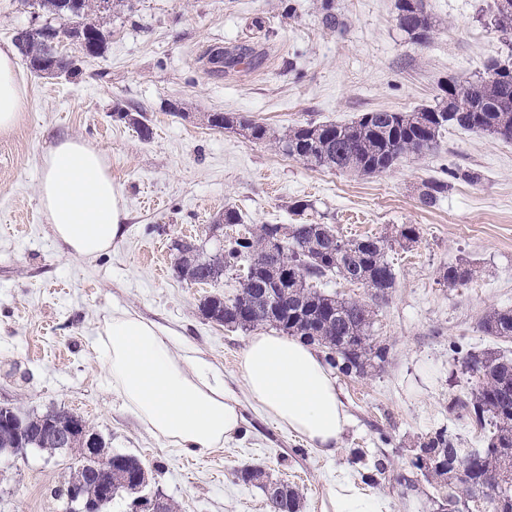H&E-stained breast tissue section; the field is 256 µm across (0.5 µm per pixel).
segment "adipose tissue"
<instances>
[{
  "label": "adipose tissue",
  "instance_id": "1",
  "mask_svg": "<svg viewBox=\"0 0 512 512\" xmlns=\"http://www.w3.org/2000/svg\"><path fill=\"white\" fill-rule=\"evenodd\" d=\"M25 81L12 48H0V131L27 107ZM38 197L55 242L82 259L111 249L123 233L125 207L103 154L66 136L43 159ZM112 388L159 438L203 456L240 431L239 402L223 378L189 353H176L155 322L116 310L99 334ZM239 369L249 399L321 454H334L348 424L336 378L306 341L269 332L251 336ZM332 512H385L350 479L328 494Z\"/></svg>",
  "mask_w": 512,
  "mask_h": 512
}]
</instances>
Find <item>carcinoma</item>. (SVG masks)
<instances>
[{
	"label": "carcinoma",
	"mask_w": 512,
	"mask_h": 512,
	"mask_svg": "<svg viewBox=\"0 0 512 512\" xmlns=\"http://www.w3.org/2000/svg\"><path fill=\"white\" fill-rule=\"evenodd\" d=\"M33 0L37 7L61 20L54 36L67 40L81 35L91 47L104 42L103 24L109 9H101L99 0ZM399 28L415 42L424 40V32L432 27L425 0H397ZM59 52V46L33 41L21 49L26 67ZM503 80L454 83L471 107L469 112H452L451 103H439L412 112H365L348 125L306 123L298 125L279 139L283 154L308 164L361 175H374L392 168L410 155L431 152L449 126L478 129L504 141H512V66L506 65ZM209 126L224 128L238 125L257 141L270 138L268 128L243 117L228 118L221 112L208 117ZM448 193V182L433 179L422 184L419 200L432 207ZM180 254L177 268L187 279L208 284L233 272L252 258L250 268L235 295V302L221 297L204 299L199 309L206 318L228 327L251 330L274 325L289 336L327 349L325 362L341 374L361 375L368 361H385L386 347L376 345L371 336L373 310L366 303L349 300L338 294L317 290L313 282L336 274L347 282L359 283L374 290L378 298L394 287L395 273L386 257L387 242L381 237L344 240L329 224H263L258 232L229 238L224 247L207 253L189 240H178ZM481 330L503 342L512 340V309H495L480 320ZM467 366L478 377L471 397L456 406L470 411L480 424L488 421L492 436L485 448L464 450L457 447L452 435L437 432L420 445L417 467L427 474L454 481L465 495L474 486L489 485L503 469L505 459L496 454L499 448H512V357L498 352L467 355ZM69 419L65 410L52 414L30 415L26 446L49 454L59 450L46 439L48 418ZM76 464L87 483L104 482L115 487L112 496L122 493V486L139 478L147 482V469L136 457L112 453V473L108 474L92 459L81 457L73 449ZM456 456L469 458L463 471L452 465ZM512 506V481L496 486L495 494L486 499L492 512H499L500 498ZM269 512H300L298 492L277 484L266 495Z\"/></svg>",
	"instance_id": "1"
}]
</instances>
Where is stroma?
<instances>
[{
    "mask_svg": "<svg viewBox=\"0 0 512 512\" xmlns=\"http://www.w3.org/2000/svg\"><path fill=\"white\" fill-rule=\"evenodd\" d=\"M395 2L112 0L99 56L62 45L78 76L26 73L28 109L0 133V406L81 416L110 450L137 456L177 512H268L263 491L240 478L248 466L294 487L301 512H322L344 476L387 512H437L448 488L416 467L417 447L439 431L459 447H486L488 430L456 406L475 383L465 355L512 354V343L479 327L486 312L512 309V142L452 126L435 151L357 176L207 122L213 112L243 115L278 138L311 121L349 124L375 110L432 106L444 82H474L492 62H512V31L496 27V0H425L434 27L421 44L399 29ZM328 9L332 28L323 22ZM52 21L30 0H0V47L12 45L15 31ZM241 45L253 56L231 69L212 63L216 52ZM119 107L145 112L150 139L117 117ZM65 136L104 154L126 210L122 238L91 259L59 250L38 201L42 158ZM430 179L450 188L426 207L419 194ZM298 202L305 211L295 212ZM228 207L245 217L225 227L228 235L263 224H329L347 240L388 242L397 282L385 300L372 302L371 289L335 275L321 285L372 302L371 334L388 350L363 375H337L350 424L333 455L244 400L240 434L188 471L187 454L155 437L112 389L97 335L125 308L158 323L173 348L193 351L244 395L238 359L249 333L199 310L239 284L231 274L190 283L173 248L189 239L214 249L211 228ZM405 224L418 228L415 243L400 242ZM460 262L471 278L444 283L445 268ZM74 464L65 451L0 461V512H61L58 492Z\"/></svg>",
    "mask_w": 512,
    "mask_h": 512,
    "instance_id": "obj_1",
    "label": "stroma"
}]
</instances>
